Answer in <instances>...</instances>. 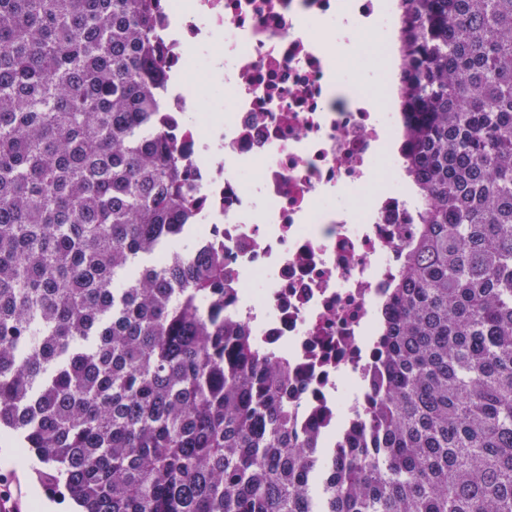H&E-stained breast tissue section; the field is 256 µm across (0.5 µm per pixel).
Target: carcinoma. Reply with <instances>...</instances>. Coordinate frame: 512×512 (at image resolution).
Returning a JSON list of instances; mask_svg holds the SVG:
<instances>
[{
  "mask_svg": "<svg viewBox=\"0 0 512 512\" xmlns=\"http://www.w3.org/2000/svg\"><path fill=\"white\" fill-rule=\"evenodd\" d=\"M157 2L0 0V433L79 512H512V0H401L421 227L324 457L288 361L224 324Z\"/></svg>",
  "mask_w": 512,
  "mask_h": 512,
  "instance_id": "cac0c4a2",
  "label": "carcinoma"
}]
</instances>
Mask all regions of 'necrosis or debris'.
I'll list each match as a JSON object with an SVG mask.
<instances>
[{
	"instance_id": "necrosis-or-debris-1",
	"label": "necrosis or debris",
	"mask_w": 512,
	"mask_h": 512,
	"mask_svg": "<svg viewBox=\"0 0 512 512\" xmlns=\"http://www.w3.org/2000/svg\"><path fill=\"white\" fill-rule=\"evenodd\" d=\"M401 15L400 0H164L157 28L168 138L234 281L224 319L287 360L294 419L322 453L365 404L377 312L423 209L394 149L402 113L346 74L380 71L376 35ZM202 86L227 91L226 110H199Z\"/></svg>"
}]
</instances>
